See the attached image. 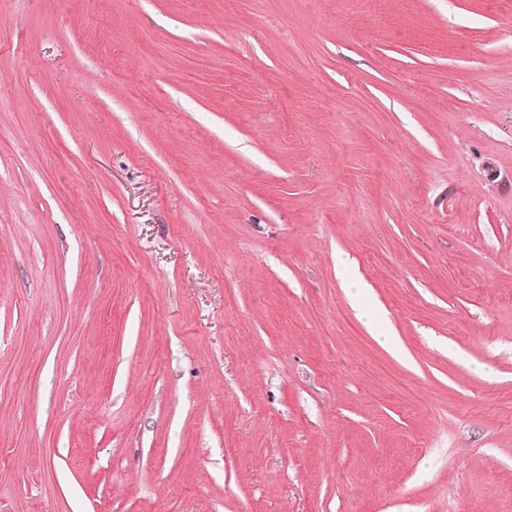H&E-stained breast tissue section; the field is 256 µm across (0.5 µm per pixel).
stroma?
Instances as JSON below:
<instances>
[{"label": "stroma", "instance_id": "stroma-1", "mask_svg": "<svg viewBox=\"0 0 512 512\" xmlns=\"http://www.w3.org/2000/svg\"><path fill=\"white\" fill-rule=\"evenodd\" d=\"M0 512H512V0H0ZM337 267L340 275L344 279L345 288H347L348 295L351 299L352 305L355 308L359 307V302L365 293V284L361 278L349 277L348 272L351 268V263L347 258L339 257L337 259ZM359 319L367 328L368 332L375 337V339L384 347L392 349L399 358H405V353L402 350L395 348L393 336L388 329L383 326L380 318L376 315L360 310Z\"/></svg>", "mask_w": 512, "mask_h": 512}]
</instances>
